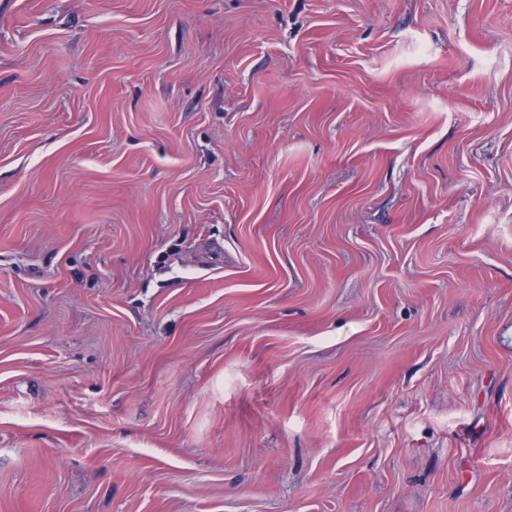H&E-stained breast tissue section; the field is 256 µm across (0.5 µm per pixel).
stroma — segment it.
<instances>
[{
  "mask_svg": "<svg viewBox=\"0 0 512 512\" xmlns=\"http://www.w3.org/2000/svg\"><path fill=\"white\" fill-rule=\"evenodd\" d=\"M0 512H512V0H0Z\"/></svg>",
  "mask_w": 512,
  "mask_h": 512,
  "instance_id": "1",
  "label": "stroma"
}]
</instances>
